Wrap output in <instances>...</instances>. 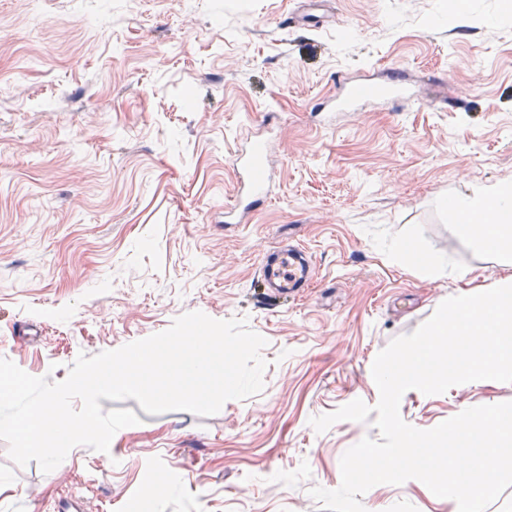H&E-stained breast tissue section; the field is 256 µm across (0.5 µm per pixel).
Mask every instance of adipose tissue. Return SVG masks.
Masks as SVG:
<instances>
[{
	"label": "adipose tissue",
	"instance_id": "ef3b65f1",
	"mask_svg": "<svg viewBox=\"0 0 512 512\" xmlns=\"http://www.w3.org/2000/svg\"><path fill=\"white\" fill-rule=\"evenodd\" d=\"M457 233L474 240L498 264L512 269V186H477L448 199Z\"/></svg>",
	"mask_w": 512,
	"mask_h": 512
}]
</instances>
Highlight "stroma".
I'll return each instance as SVG.
<instances>
[{"label": "stroma", "mask_w": 512, "mask_h": 512, "mask_svg": "<svg viewBox=\"0 0 512 512\" xmlns=\"http://www.w3.org/2000/svg\"><path fill=\"white\" fill-rule=\"evenodd\" d=\"M0 74V357L58 382L190 311L267 341L263 390L213 416L140 412L47 474L0 440V512H322L310 488H338L343 453L379 431L310 418L376 405L377 354L460 291L393 246L479 288L503 275L443 202L512 184V0H0ZM395 74L411 99L337 111L344 79ZM254 138L272 194L228 224ZM288 238L317 279L272 301L258 266ZM508 401L512 383L481 380L408 390L400 414L429 430ZM360 501L450 512L416 479Z\"/></svg>", "instance_id": "stroma-1"}]
</instances>
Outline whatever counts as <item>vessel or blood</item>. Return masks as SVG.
I'll use <instances>...</instances> for the list:
<instances>
[{"instance_id": "b4317fda", "label": "vessel or blood", "mask_w": 512, "mask_h": 512, "mask_svg": "<svg viewBox=\"0 0 512 512\" xmlns=\"http://www.w3.org/2000/svg\"><path fill=\"white\" fill-rule=\"evenodd\" d=\"M265 150L262 141H253L244 155L234 160V165L243 176V190L247 198L259 201L267 198L270 191V176L261 168V155ZM314 268L309 257L290 243L264 255L260 264V281L271 298L285 300L295 297L311 287Z\"/></svg>"}]
</instances>
